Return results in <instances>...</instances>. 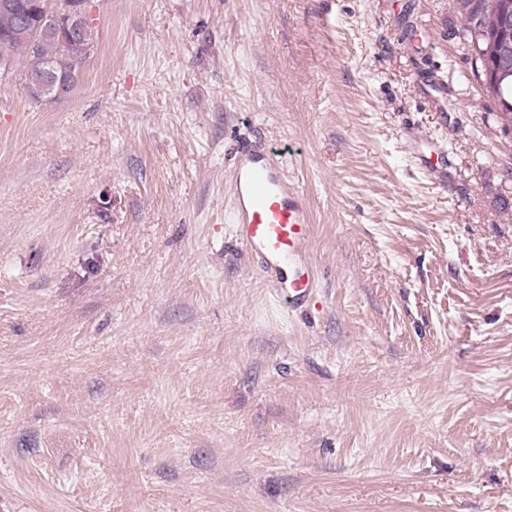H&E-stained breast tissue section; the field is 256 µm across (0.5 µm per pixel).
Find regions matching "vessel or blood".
<instances>
[{"label": "vessel or blood", "instance_id": "obj_1", "mask_svg": "<svg viewBox=\"0 0 512 512\" xmlns=\"http://www.w3.org/2000/svg\"><path fill=\"white\" fill-rule=\"evenodd\" d=\"M230 198L235 235L273 292L287 297L289 307L309 305L316 288L315 268L306 251L309 208L265 144L238 147Z\"/></svg>", "mask_w": 512, "mask_h": 512}]
</instances>
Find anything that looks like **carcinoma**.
<instances>
[{
	"mask_svg": "<svg viewBox=\"0 0 512 512\" xmlns=\"http://www.w3.org/2000/svg\"><path fill=\"white\" fill-rule=\"evenodd\" d=\"M48 0H0V45L22 68L24 84L37 85L54 76L66 82L69 92L79 83L87 58L68 53L62 47L65 33L54 28H37L38 4ZM512 0H456L461 30L476 67V76L495 70L502 81L487 88L497 102V110L512 119V10H501Z\"/></svg>",
	"mask_w": 512,
	"mask_h": 512,
	"instance_id": "obj_1",
	"label": "carcinoma"
}]
</instances>
